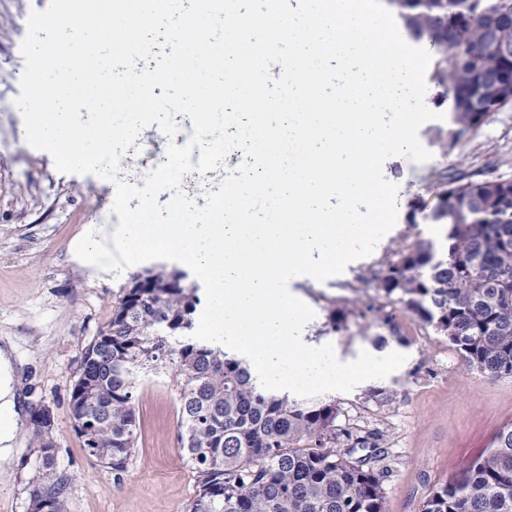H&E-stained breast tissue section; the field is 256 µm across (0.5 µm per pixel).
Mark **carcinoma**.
Listing matches in <instances>:
<instances>
[{
    "label": "carcinoma",
    "instance_id": "carcinoma-1",
    "mask_svg": "<svg viewBox=\"0 0 512 512\" xmlns=\"http://www.w3.org/2000/svg\"><path fill=\"white\" fill-rule=\"evenodd\" d=\"M407 35L437 59L432 80L452 96L449 147L493 114V88L512 83V0H386ZM432 220L442 251L417 239L397 251L377 288L432 324L461 361L490 380L512 377V180L451 175ZM186 274L133 275L106 330L85 348L71 416H92L99 447L89 451L115 474L137 447L136 391L172 371L179 390L180 447L197 473L187 512H386V435L336 428L332 401H297L264 389L245 361L197 340L198 287ZM389 336L408 344L393 318L368 305ZM41 468L55 464L49 430L32 426ZM64 481L33 487L65 512ZM421 512H512V424L461 475L437 487Z\"/></svg>",
    "mask_w": 512,
    "mask_h": 512
}]
</instances>
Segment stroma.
<instances>
[{
	"instance_id": "stroma-1",
	"label": "stroma",
	"mask_w": 512,
	"mask_h": 512,
	"mask_svg": "<svg viewBox=\"0 0 512 512\" xmlns=\"http://www.w3.org/2000/svg\"><path fill=\"white\" fill-rule=\"evenodd\" d=\"M48 4L0 0V344L13 343L23 368L25 412L14 453L0 460V512H27L30 492L40 480L39 449L30 436V416L39 405L55 415L54 471L66 483V512H186L195 474L181 456L172 376L139 387L138 444L121 474L89 456L71 423L70 394L84 349L111 320L112 306L129 281L110 272L88 279L69 253L86 225L117 223L110 182L59 172L49 152L18 137L24 126L15 105L25 67L21 43L31 11ZM426 94L437 117L421 125L418 138L431 159L418 163L393 156L383 164L385 179L399 188L395 226L371 255L349 263L334 279L292 284L315 313L308 336L332 345L338 360L354 361L363 350L377 357L395 351L406 356L386 378L365 381L347 394L327 395L338 409L339 427L387 434V512H421L436 486L464 471L492 447L503 426L512 424V377L490 381L468 369L447 336L401 305L392 311L409 339L405 347L393 341L376 345V324L358 315L364 302L379 295L362 287V280L385 269L395 252L415 238L431 237L430 215L446 175L512 179V105L448 149L438 136L448 127L451 100L432 81ZM138 137L141 149L122 161L121 177L140 186L165 135L152 124ZM336 315L342 322L335 331L331 319ZM372 389L383 390V399L368 398Z\"/></svg>"
}]
</instances>
